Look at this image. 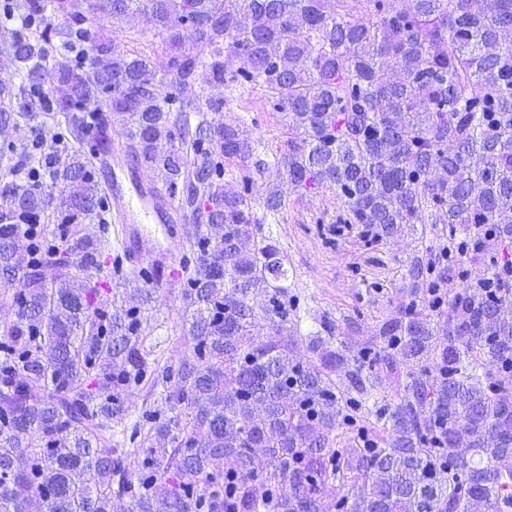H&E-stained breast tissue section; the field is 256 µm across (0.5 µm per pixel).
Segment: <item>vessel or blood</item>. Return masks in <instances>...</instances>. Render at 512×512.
Instances as JSON below:
<instances>
[{
	"mask_svg": "<svg viewBox=\"0 0 512 512\" xmlns=\"http://www.w3.org/2000/svg\"><path fill=\"white\" fill-rule=\"evenodd\" d=\"M97 162L108 172L112 244L119 257L133 269L144 267L156 279H163L170 259L161 240L177 235L184 221L178 197L158 190L122 152L98 157Z\"/></svg>",
	"mask_w": 512,
	"mask_h": 512,
	"instance_id": "1",
	"label": "vessel or blood"
}]
</instances>
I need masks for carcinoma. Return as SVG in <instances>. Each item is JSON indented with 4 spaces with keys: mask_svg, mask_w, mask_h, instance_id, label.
I'll return each mask as SVG.
<instances>
[{
    "mask_svg": "<svg viewBox=\"0 0 512 512\" xmlns=\"http://www.w3.org/2000/svg\"><path fill=\"white\" fill-rule=\"evenodd\" d=\"M44 0L7 2L0 40L18 85L0 129L62 114L65 157L0 141V512H512V0ZM166 32L167 60L117 52L97 14ZM379 17L372 26L369 18ZM197 34L206 62L181 51ZM57 37L80 60L50 62ZM242 66L233 69V59ZM174 92L160 96L162 77ZM212 89L265 88L288 117V151L258 167L264 208L281 186L332 191L344 223L375 239L448 225L413 259L410 301L361 342L308 336L278 242L254 229L253 177L224 163L255 141L224 122ZM122 118L125 141L109 115ZM117 144L180 200L196 233L180 339L160 367L141 345L154 283L106 304L92 271L104 220L93 155ZM54 225L58 235L44 236ZM461 279L448 294V278ZM407 367L378 404L363 371ZM143 393L131 453L112 423Z\"/></svg>",
    "mask_w": 512,
    "mask_h": 512,
    "instance_id": "cac0c4a2",
    "label": "carcinoma"
}]
</instances>
